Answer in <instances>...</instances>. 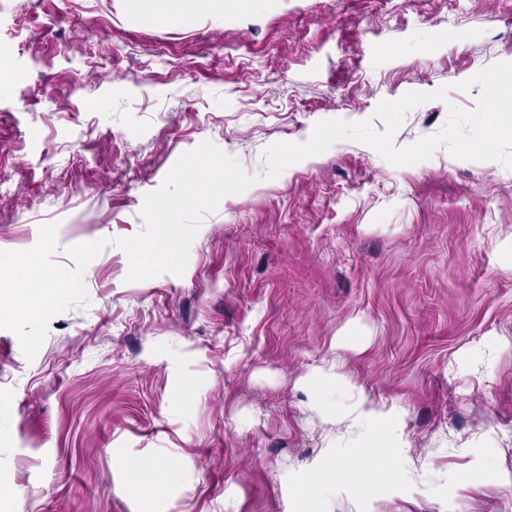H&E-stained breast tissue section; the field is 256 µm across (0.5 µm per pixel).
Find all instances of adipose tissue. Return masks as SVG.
Segmentation results:
<instances>
[{
	"mask_svg": "<svg viewBox=\"0 0 512 512\" xmlns=\"http://www.w3.org/2000/svg\"><path fill=\"white\" fill-rule=\"evenodd\" d=\"M307 381L315 398L328 393L345 395V403L320 409L328 425V438L355 436L358 440L359 466L329 458L306 464L309 479L292 494L290 512H306V498L317 496L320 487L329 485L347 488L359 484L374 469L383 468L391 483L401 484L399 462L406 455L409 441L404 433L408 411L398 404H389L372 397L364 387L355 384L341 371L338 357L325 358L314 365Z\"/></svg>",
	"mask_w": 512,
	"mask_h": 512,
	"instance_id": "adipose-tissue-1",
	"label": "adipose tissue"
}]
</instances>
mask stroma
I'll return each instance as SVG.
<instances>
[{
	"mask_svg": "<svg viewBox=\"0 0 512 512\" xmlns=\"http://www.w3.org/2000/svg\"><path fill=\"white\" fill-rule=\"evenodd\" d=\"M0 0V250L57 223L53 261L105 246L89 295L49 323L34 359L0 329V512H287L288 488L328 448L302 379L344 372L405 406L400 468L324 491L327 512H512V169L439 147L394 165L340 141L262 179L271 144L324 120L385 125L381 102L446 88L408 111L397 147L470 112L469 81L512 62V0ZM210 141L257 181L204 216L180 275L128 278L117 239L144 198ZM358 320L350 337L341 328ZM175 461L179 478L132 488L127 461ZM469 470L468 484L454 480Z\"/></svg>",
	"mask_w": 512,
	"mask_h": 512,
	"instance_id": "stroma-1",
	"label": "stroma"
}]
</instances>
